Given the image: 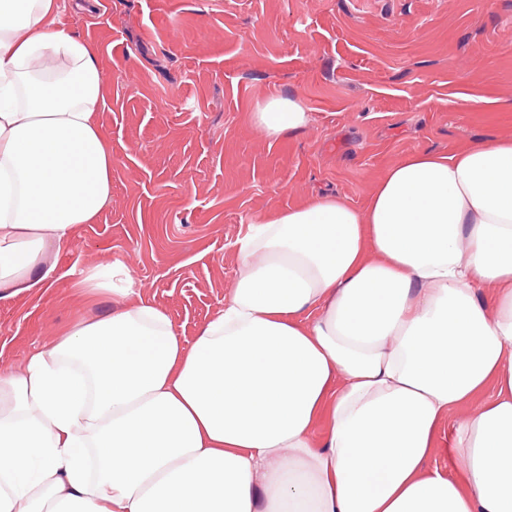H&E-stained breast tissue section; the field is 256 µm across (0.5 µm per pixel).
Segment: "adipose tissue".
Returning <instances> with one entry per match:
<instances>
[{"label": "adipose tissue", "mask_w": 512, "mask_h": 512, "mask_svg": "<svg viewBox=\"0 0 512 512\" xmlns=\"http://www.w3.org/2000/svg\"><path fill=\"white\" fill-rule=\"evenodd\" d=\"M0 0V295L46 286L112 195L96 51ZM62 58V72H42ZM270 140L297 96L249 115ZM193 344L120 262L118 298L0 369V512H512V138L393 164L365 204L317 195L236 243ZM454 470L427 469L442 419Z\"/></svg>", "instance_id": "adipose-tissue-1"}]
</instances>
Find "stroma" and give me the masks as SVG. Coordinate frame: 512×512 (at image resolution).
I'll list each match as a JSON object with an SVG mask.
<instances>
[{"label": "stroma", "mask_w": 512, "mask_h": 512, "mask_svg": "<svg viewBox=\"0 0 512 512\" xmlns=\"http://www.w3.org/2000/svg\"><path fill=\"white\" fill-rule=\"evenodd\" d=\"M46 23L97 51L112 198L48 287L0 299V368L109 311L79 280L116 261L193 343L254 218L319 193L359 206L407 154L512 137V0H58ZM274 94L313 122L268 139L248 114Z\"/></svg>", "instance_id": "obj_1"}]
</instances>
